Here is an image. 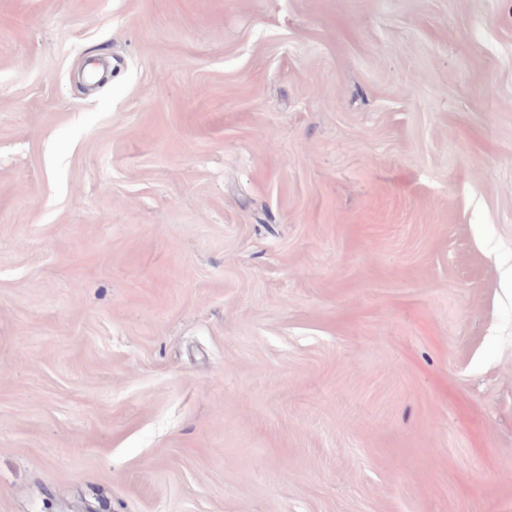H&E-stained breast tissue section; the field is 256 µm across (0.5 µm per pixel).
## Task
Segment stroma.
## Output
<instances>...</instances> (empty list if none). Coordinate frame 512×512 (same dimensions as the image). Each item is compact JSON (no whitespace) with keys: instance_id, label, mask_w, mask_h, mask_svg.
<instances>
[{"instance_id":"stroma-1","label":"stroma","mask_w":512,"mask_h":512,"mask_svg":"<svg viewBox=\"0 0 512 512\" xmlns=\"http://www.w3.org/2000/svg\"><path fill=\"white\" fill-rule=\"evenodd\" d=\"M0 512H512V0H0Z\"/></svg>"}]
</instances>
